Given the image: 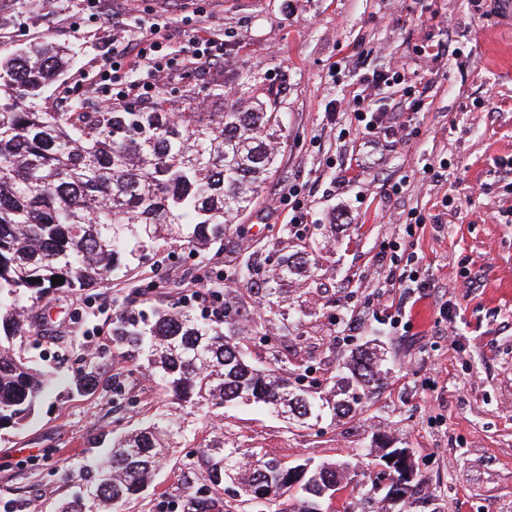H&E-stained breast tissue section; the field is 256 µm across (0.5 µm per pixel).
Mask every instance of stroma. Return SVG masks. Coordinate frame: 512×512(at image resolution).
I'll return each instance as SVG.
<instances>
[{"instance_id":"obj_1","label":"stroma","mask_w":512,"mask_h":512,"mask_svg":"<svg viewBox=\"0 0 512 512\" xmlns=\"http://www.w3.org/2000/svg\"><path fill=\"white\" fill-rule=\"evenodd\" d=\"M87 4L0 0V13L13 19L1 40L72 51L69 69L45 92L47 106L69 88L96 103L111 98V87L95 81L100 62L136 38L137 21L154 19L167 27L173 62L157 95L177 111L211 112L225 88L250 82L282 114L278 168L223 245L202 255L172 248L128 276L44 300L57 337L25 342L55 389L22 426L0 430V512H57L81 493V473L106 461L114 432L138 425L149 409L171 408L159 379L135 370L130 348L113 345V319L176 302L200 274L235 280L244 260L266 265L292 216L271 201L292 184L311 200L307 224L336 227L312 270L326 297L288 286L289 298L305 296L306 310L325 313L316 328L278 327L270 344L250 341L253 363L264 366L269 345L298 339L313 379L366 344L384 352L390 372L353 419L291 428L262 405L241 404L224 411L225 440L291 464L374 455L383 444L408 448L423 478L409 512H512V222L504 215L512 210V27L485 18L488 4L474 0H112L99 13ZM198 30L223 43V64H187ZM431 45L446 52L421 66L418 52ZM396 62L427 89L414 124L387 140L341 136L363 75ZM414 209L439 217L442 230L428 225L404 237ZM387 237L414 254L432 285L412 309L407 336L373 314ZM460 273L477 286L456 287ZM355 308L360 332L342 341L336 324ZM88 363L99 368L97 391L72 392L74 372ZM183 435L182 448L122 512H196L190 491L207 475L185 463L208 438L207 421L187 418Z\"/></svg>"}]
</instances>
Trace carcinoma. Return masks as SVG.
<instances>
[{"label": "carcinoma", "mask_w": 512, "mask_h": 512, "mask_svg": "<svg viewBox=\"0 0 512 512\" xmlns=\"http://www.w3.org/2000/svg\"><path fill=\"white\" fill-rule=\"evenodd\" d=\"M70 53L49 43L23 47L0 42V430L22 425L45 403L52 379L22 353L23 338L47 331L36 305L47 296L117 279L151 251L179 244L205 250L261 197L276 169L275 136L281 113L255 95L220 112H176L160 99L152 107L109 104L94 112H55L47 86L69 65ZM274 263L259 270L245 261L240 274L266 314L239 327L229 315L198 319L186 308L152 317L119 315L112 342L142 356L143 369L161 380L185 411L212 418L229 405L261 403L288 423L316 426L350 418L365 395L389 373L373 347L358 349L325 382L302 389L284 371L302 357L295 346L268 351L267 366H252L242 341L269 339L288 283L310 277L326 246L318 237L285 230ZM64 278L52 283V277ZM93 368L82 367L71 388L97 390ZM215 436L198 449L208 485L199 503L210 512L233 486L244 512H328L331 495L348 491L352 512H405L422 479L392 483L393 496H376L356 480L352 462L290 465L252 451L241 456ZM179 427L164 411L112 437L109 458L86 473L85 492L60 512H114L152 483Z\"/></svg>", "instance_id": "carcinoma-1"}]
</instances>
